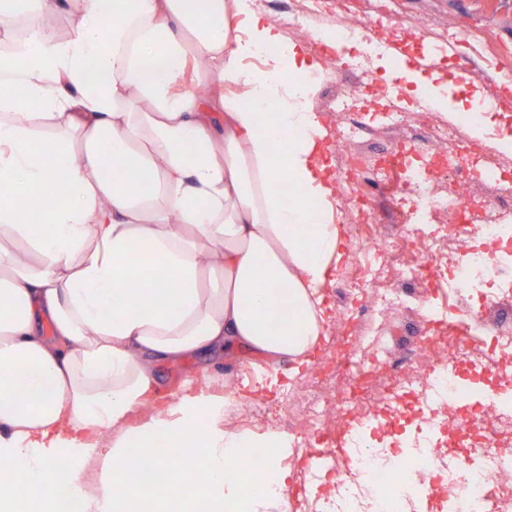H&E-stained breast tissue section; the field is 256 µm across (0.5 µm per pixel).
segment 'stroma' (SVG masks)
Returning a JSON list of instances; mask_svg holds the SVG:
<instances>
[{
	"instance_id": "stroma-1",
	"label": "stroma",
	"mask_w": 512,
	"mask_h": 512,
	"mask_svg": "<svg viewBox=\"0 0 512 512\" xmlns=\"http://www.w3.org/2000/svg\"><path fill=\"white\" fill-rule=\"evenodd\" d=\"M389 7L394 16L408 22L424 19L455 24L464 30L482 31L483 40L473 49L459 50L458 61L452 70L446 71L432 62L441 48L440 42L420 37L416 30L408 29L403 36L406 47L400 52L395 50V37L390 34L385 38L387 47L383 55L375 62V74L381 77L395 70L398 54L422 57L419 73L434 78L448 98V106L440 110V117L452 120L459 113H472L480 120L474 133L476 139H484L488 131L495 129L499 136L493 143L494 148L512 141V107L498 104L504 90L495 70L499 59H512V0H389ZM399 137L412 143L430 141L425 127L412 124L394 132L371 133L359 144L358 151L372 159L384 157ZM328 218L339 227L342 255L331 262L321 293L325 309L335 312L350 305L349 291L341 287L339 277L351 260L353 227L344 223L338 203L330 204ZM354 317L362 324L377 322L379 357L386 368H402L422 341L424 322L417 311L393 313L380 321L373 307L365 304L355 310ZM265 366L263 359L248 353L200 354L174 364H158L155 370L157 392L150 396L148 408L132 417L131 422L139 424L148 419L151 412L167 408L172 391L187 385L197 392L222 395L226 392V384L231 383L240 386L242 399H252L254 390L261 386L259 377ZM284 396L281 390L263 395L264 422L251 421L248 415L240 414L236 409L230 412L227 422L230 427L252 434L287 433L288 419L280 407Z\"/></svg>"
}]
</instances>
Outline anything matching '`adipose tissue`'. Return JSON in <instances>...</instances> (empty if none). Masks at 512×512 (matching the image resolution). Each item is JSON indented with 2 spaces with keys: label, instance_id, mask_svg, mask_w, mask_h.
Here are the masks:
<instances>
[{
  "label": "adipose tissue",
  "instance_id": "adipose-tissue-1",
  "mask_svg": "<svg viewBox=\"0 0 512 512\" xmlns=\"http://www.w3.org/2000/svg\"><path fill=\"white\" fill-rule=\"evenodd\" d=\"M312 69L256 0H0V512H287V440L229 428L223 397L126 423L158 362L249 350L274 388L315 353L339 233ZM160 442L182 467L125 470Z\"/></svg>",
  "mask_w": 512,
  "mask_h": 512
}]
</instances>
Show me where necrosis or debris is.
<instances>
[{"mask_svg":"<svg viewBox=\"0 0 512 512\" xmlns=\"http://www.w3.org/2000/svg\"><path fill=\"white\" fill-rule=\"evenodd\" d=\"M334 18L331 29H311L308 14ZM289 34L304 39L333 75L353 69L367 81L344 87L328 117L335 143L344 152L336 174L347 192L340 210L357 241L343 275L351 301L373 300L380 313L417 306L426 334L406 368L388 372L373 347L374 328L358 347L330 358L342 375L341 391L327 390L300 407H289L297 424L292 437L307 448L314 466L297 499L316 498L318 512H403L410 502L436 498L444 512H512V330L495 323L493 310L512 301V226L471 222L474 201L495 213L500 186L512 182V163L467 133L476 118H437L420 103L401 105L387 85L371 77L384 49L373 28H399L394 15L359 17L352 0H298L283 18ZM349 46L348 56L329 46ZM430 132L435 148L421 153L395 146L380 160L356 152L367 128L391 129L398 117ZM373 183L388 196H403L405 255L385 249L373 204L362 186ZM482 190L480 199L467 188ZM417 282L419 302L397 292L395 282ZM451 288L464 302V316L439 300ZM399 448L413 449V480L400 479L386 460ZM375 488L362 498L359 486Z\"/></svg>","mask_w":512,"mask_h":512,"instance_id":"1","label":"necrosis or debris"}]
</instances>
